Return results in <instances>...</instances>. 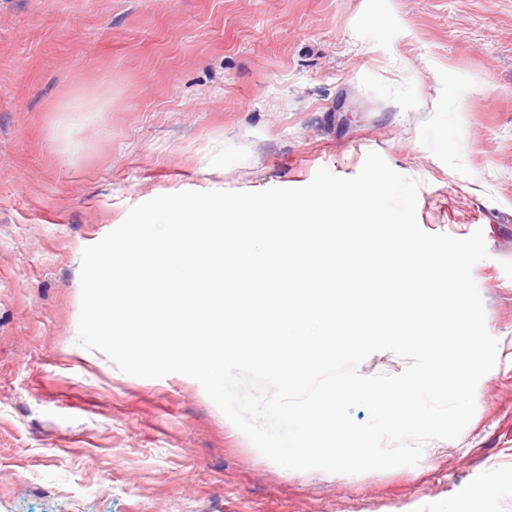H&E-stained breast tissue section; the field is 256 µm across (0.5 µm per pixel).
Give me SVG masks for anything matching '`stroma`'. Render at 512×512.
Here are the masks:
<instances>
[{
  "mask_svg": "<svg viewBox=\"0 0 512 512\" xmlns=\"http://www.w3.org/2000/svg\"><path fill=\"white\" fill-rule=\"evenodd\" d=\"M418 183L482 231L498 341L457 439L294 471L194 379L78 343L85 247L181 191ZM0 512H512V0H0Z\"/></svg>",
  "mask_w": 512,
  "mask_h": 512,
  "instance_id": "1",
  "label": "stroma"
}]
</instances>
